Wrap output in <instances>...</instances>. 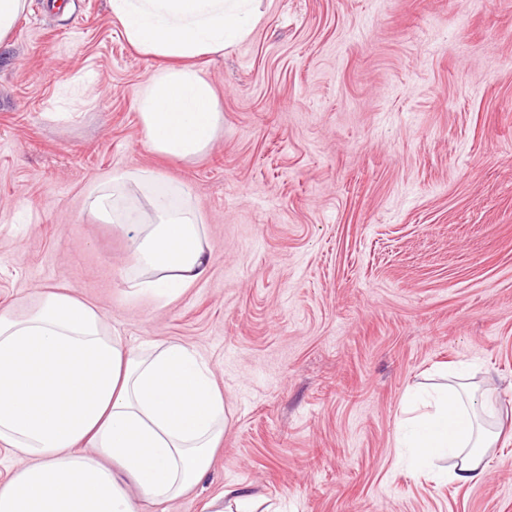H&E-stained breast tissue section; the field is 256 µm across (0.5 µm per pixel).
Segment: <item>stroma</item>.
<instances>
[{"label": "stroma", "mask_w": 512, "mask_h": 512, "mask_svg": "<svg viewBox=\"0 0 512 512\" xmlns=\"http://www.w3.org/2000/svg\"><path fill=\"white\" fill-rule=\"evenodd\" d=\"M251 35L197 66L224 126L184 161L135 107L160 58L106 0H27L0 42V304L65 290L131 347L192 349L228 425L204 480L278 512H512V0H259ZM186 187L212 253L165 303L133 295L126 227L93 187ZM461 368L496 391L483 480L409 465L412 387Z\"/></svg>", "instance_id": "obj_1"}]
</instances>
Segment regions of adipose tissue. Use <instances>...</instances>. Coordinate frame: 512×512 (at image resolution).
Listing matches in <instances>:
<instances>
[{
	"instance_id": "obj_1",
	"label": "adipose tissue",
	"mask_w": 512,
	"mask_h": 512,
	"mask_svg": "<svg viewBox=\"0 0 512 512\" xmlns=\"http://www.w3.org/2000/svg\"><path fill=\"white\" fill-rule=\"evenodd\" d=\"M254 0H107L126 41L168 58L136 92L154 152L191 160L224 124L196 59L218 58L261 16ZM149 171L114 173L90 202L97 219L132 235L133 294L171 301L203 278V219L182 188H160ZM493 399L451 382L400 420L406 447L423 463L445 457L443 480L479 481L499 441L479 412ZM226 425L224 396L188 347L149 342L131 349L99 309L60 290L0 307V446L21 463L0 481V512H136V500L173 501L206 476Z\"/></svg>"
}]
</instances>
